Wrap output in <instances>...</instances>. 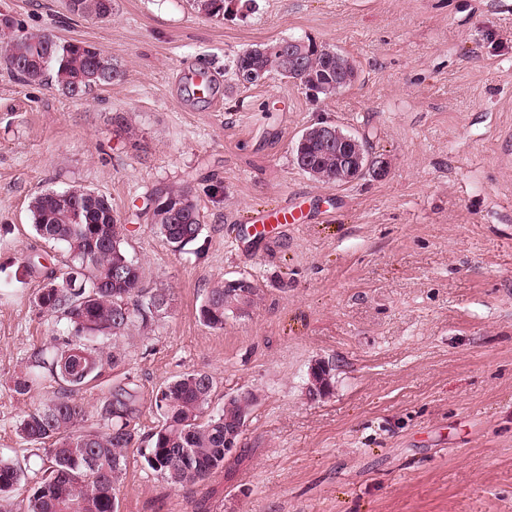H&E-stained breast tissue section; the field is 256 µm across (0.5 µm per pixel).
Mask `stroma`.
I'll return each mask as SVG.
<instances>
[{
	"mask_svg": "<svg viewBox=\"0 0 512 512\" xmlns=\"http://www.w3.org/2000/svg\"><path fill=\"white\" fill-rule=\"evenodd\" d=\"M0 13L124 73L70 99L0 62V449L23 448L16 422L34 401L11 379L51 331L23 261L62 259L28 205L84 187L127 224L145 287L172 294L124 343L140 436L159 425L153 394L187 371L215 378L214 404L258 398L203 483L171 486L129 448L119 512H512V0H256L222 19L115 0L105 21L66 0H0ZM288 37L347 55L354 82L326 99L292 79L233 84L237 53ZM199 71L216 88L202 102ZM319 121L363 138L384 174L339 187L300 170L292 147ZM184 184L203 231L179 254L141 211ZM287 198L303 223L252 238L251 216ZM242 275L253 305L201 325L211 284ZM319 360L333 387L314 398Z\"/></svg>",
	"mask_w": 512,
	"mask_h": 512,
	"instance_id": "obj_1",
	"label": "stroma"
}]
</instances>
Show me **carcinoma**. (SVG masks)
<instances>
[{
	"label": "carcinoma",
	"instance_id": "cac0c4a2",
	"mask_svg": "<svg viewBox=\"0 0 512 512\" xmlns=\"http://www.w3.org/2000/svg\"><path fill=\"white\" fill-rule=\"evenodd\" d=\"M254 0H190L209 17H220L235 5L250 8ZM114 0H67L68 10L85 18L112 17ZM43 35L22 33L8 15L0 16V54L16 79L43 81L52 71L57 90L72 99L112 84L123 76L112 57L83 41L42 45ZM306 83L323 87L336 75L353 69L341 52L316 45L306 58ZM270 79L288 77V64L267 47L247 49L231 61L228 73L236 85L251 88L247 75ZM305 156L316 178L336 179V144L317 130L308 133ZM170 207L145 211L153 232L172 250L181 252L201 235L203 224L196 196L188 186H161L153 191ZM35 235L62 250L63 266L44 275L32 295V307L51 321V336L33 346L13 380L21 396L48 391L46 398L16 423L18 438L29 455L24 460L0 451V512H14V496H25L26 512H118L117 487L127 468V448L135 442L142 413L138 385L116 381L98 398L96 420L88 424L89 407L79 395L95 389L111 371L126 362L122 340L133 329L150 330L171 308L164 288L143 286L141 267L126 248L127 225L111 199L87 188L69 187L36 194L29 205ZM258 288L231 294L219 281L207 290L198 311L199 322L224 329L229 313L244 312ZM310 395L325 396L332 386L331 368L310 372ZM214 377L185 372L159 388L153 406L162 424L141 452L145 465L167 483L186 488L202 483L224 467L226 448L240 435L252 406V394H240L212 406Z\"/></svg>",
	"mask_w": 512,
	"mask_h": 512
}]
</instances>
